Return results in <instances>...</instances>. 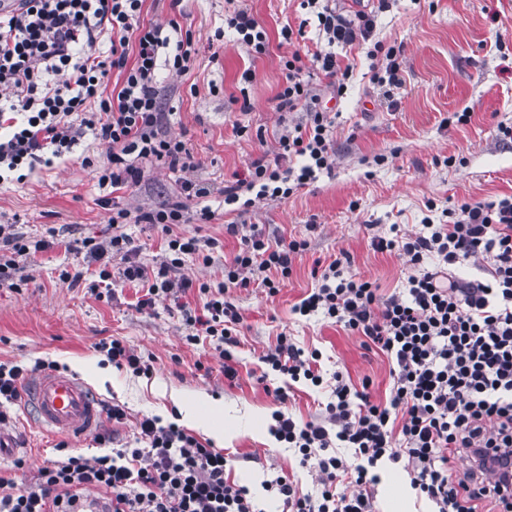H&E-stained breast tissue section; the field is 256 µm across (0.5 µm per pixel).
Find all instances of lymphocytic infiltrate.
Returning <instances> with one entry per match:
<instances>
[{
  "label": "lymphocytic infiltrate",
  "mask_w": 512,
  "mask_h": 512,
  "mask_svg": "<svg viewBox=\"0 0 512 512\" xmlns=\"http://www.w3.org/2000/svg\"><path fill=\"white\" fill-rule=\"evenodd\" d=\"M144 2L13 0L0 14V174L51 166L70 156L88 133L107 144L108 154L105 161L88 157L84 163L99 185L116 191L141 186L159 165L176 172L194 168L186 143L161 132L158 75L164 67L186 73L196 43L178 26L143 24ZM305 3L325 46L307 63L296 52L283 57L277 111L292 112L313 99L321 74L344 91L351 69L337 58L338 45H368L370 57L386 61L384 70H373V83L401 85L399 46L369 41L373 15H347L322 0ZM224 24L251 55L268 52L269 34L247 8H234ZM334 137L326 113L311 111L306 123L281 136L274 162L253 160L247 178L224 188L225 205L246 209L252 194L288 198L331 167ZM297 157L302 163L296 167ZM191 217L207 224L215 213L205 206ZM191 217L177 202L147 211L116 205L112 236L85 239L82 248L103 283L112 280L113 258H121L122 277L144 291L138 309L152 308L161 298L175 303L193 329L188 343L204 336L220 344L224 374L231 378L237 370L229 346L240 315L225 292L246 287L247 271L259 268L266 272L262 287L276 295L306 244L273 245L256 234L244 238L215 287L194 284L182 268L189 256L209 262L216 241L177 235L168 239L159 264L137 261L125 225L167 227ZM47 246V240L27 241L0 224V287L18 289V258ZM374 247L402 252L416 267L404 294L380 298L376 286L345 275L337 260L294 310L322 314L386 354L392 363L389 397L373 401L337 372L322 421L299 423L275 412L274 438L295 451L301 466L317 470L319 480L311 494L299 493L283 476L269 482V489L289 512H375L376 468L388 462L402 467L411 489L433 512H512V197L462 203L448 223L430 225L425 233L382 237ZM471 258L478 260L481 278L451 275V267ZM193 289L206 297L202 310L184 301ZM262 361L292 380L325 385L318 351L304 350L288 336H280ZM136 429L143 447L91 459L69 456L27 481L0 476V512H85L79 493L87 488L110 494L105 512H257L248 490L225 478L227 460L212 443L157 416L143 418ZM345 448L353 450L355 464H346ZM456 455L471 462L460 475L449 466ZM343 482L354 493L339 492Z\"/></svg>",
  "instance_id": "f902f5d3"
}]
</instances>
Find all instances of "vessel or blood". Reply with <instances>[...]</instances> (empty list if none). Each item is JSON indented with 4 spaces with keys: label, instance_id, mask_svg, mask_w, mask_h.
Wrapping results in <instances>:
<instances>
[{
    "label": "vessel or blood",
    "instance_id": "obj_1",
    "mask_svg": "<svg viewBox=\"0 0 512 512\" xmlns=\"http://www.w3.org/2000/svg\"><path fill=\"white\" fill-rule=\"evenodd\" d=\"M30 388L39 420L52 430L82 438L97 426L99 402L81 378L46 372Z\"/></svg>",
    "mask_w": 512,
    "mask_h": 512
}]
</instances>
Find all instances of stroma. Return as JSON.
Listing matches in <instances>:
<instances>
[{"mask_svg":"<svg viewBox=\"0 0 512 512\" xmlns=\"http://www.w3.org/2000/svg\"><path fill=\"white\" fill-rule=\"evenodd\" d=\"M242 3L269 33V51L262 57H253L224 32L229 0H146L143 7L144 21L175 22L197 43L198 56L187 73L160 78V109L168 114L161 129L186 141L199 175L209 179L215 194L203 200L187 195L185 173L162 166L152 170L145 188L115 193L99 187L82 159L103 158L107 148L90 136L67 162L0 185V224L27 238L55 233L51 247L20 259V291L0 288V364L29 367L44 359L78 375L99 401L124 405L123 424L106 416L100 424L123 437L133 435L142 416L168 422L181 405L199 407L207 421L232 428L220 445L229 459L226 477L249 489L261 512H283L264 482L286 474L307 493L316 487V473L300 467L293 450L270 434L272 414L280 410L301 422L311 420L328 393L289 383L275 372L260 382L265 372L260 358L284 334L302 348L319 349L327 373H342L357 388L369 383L375 399L388 396L392 363L386 355L322 315L303 317L293 307L337 259L343 260L345 274L390 296L406 287L412 268L398 252L375 251L373 238L393 237L399 229L419 233L426 225L446 223V210L461 203L512 195V143L501 133L512 127V0H392L384 10L376 0H341L343 11L374 12V39L402 45V84L384 95L370 81L372 60L365 50L341 49L343 62L353 66L344 95L335 96L325 79L317 88V105L335 125L332 169L288 199L257 200L235 217L225 213L220 188L247 176L252 159H274L280 137L307 121L306 107L287 114L275 109L285 81L280 59L287 53L279 33L304 18L300 0ZM245 72L250 82H242ZM242 94L247 97L243 108L235 103ZM462 112L468 115L463 123L457 120ZM238 124L248 127L247 136L235 133ZM115 201L133 210L172 201L184 202L191 214L205 204L215 210L211 223L176 224L166 232L150 224L125 227L138 261L148 266L164 258L168 235L218 240L210 263L192 257L185 262L186 276L197 283L223 282L224 264L240 250L242 235L255 233L274 243L307 241L278 294L267 295L259 271L251 274L248 287L227 291L226 300L241 316L232 349L234 379L225 377L214 342L188 343L191 329L172 302L160 299L140 311L134 288L122 280H115L109 300L91 291L94 276L73 286L60 282L62 270L84 269L82 240L111 236ZM233 221L241 224V236L226 232ZM113 338L149 360L150 373L137 375L108 362L98 344ZM276 387L285 388V402L272 396ZM212 399L222 413H210ZM12 413L11 423L0 427L5 443L0 475H13L20 460L26 475L33 476L64 454L91 458L105 452L95 437L66 439L51 431L39 422L33 404L13 407ZM62 441L63 451L57 448ZM386 473L403 487L392 492L376 485V512H428L429 503L417 499L402 469L391 464Z\"/></svg>","mask_w":512,"mask_h":512,"instance_id":"obj_1","label":"stroma"}]
</instances>
